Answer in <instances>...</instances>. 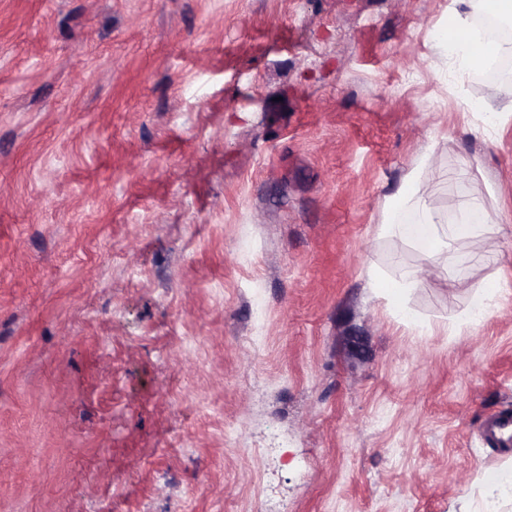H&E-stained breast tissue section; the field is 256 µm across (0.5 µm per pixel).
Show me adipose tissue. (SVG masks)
Returning a JSON list of instances; mask_svg holds the SVG:
<instances>
[{"label": "adipose tissue", "mask_w": 512, "mask_h": 512, "mask_svg": "<svg viewBox=\"0 0 512 512\" xmlns=\"http://www.w3.org/2000/svg\"><path fill=\"white\" fill-rule=\"evenodd\" d=\"M437 47L447 55L463 63H479L497 54V46L484 42L470 29L461 14L449 16L446 25L437 35ZM410 186H403L396 201L386 210L383 229L410 243L422 256L430 257L442 248L434 215L427 203L414 201ZM412 208L414 223H402L400 215L405 208Z\"/></svg>", "instance_id": "1"}]
</instances>
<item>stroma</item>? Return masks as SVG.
<instances>
[{
    "label": "stroma",
    "instance_id": "1",
    "mask_svg": "<svg viewBox=\"0 0 512 512\" xmlns=\"http://www.w3.org/2000/svg\"><path fill=\"white\" fill-rule=\"evenodd\" d=\"M452 11L0 0V512H512V112ZM436 45L445 54L462 63H480L489 56L498 54L499 47L484 42L470 29L459 13L448 16L446 25L438 33ZM414 191L407 183L395 196L397 200L385 211L383 230L410 243L422 256L431 257L442 248L434 215L426 202H413ZM409 206L413 209L414 224H401L400 214ZM490 435L504 447L512 446V414H502L494 418L490 427Z\"/></svg>",
    "mask_w": 512,
    "mask_h": 512
}]
</instances>
